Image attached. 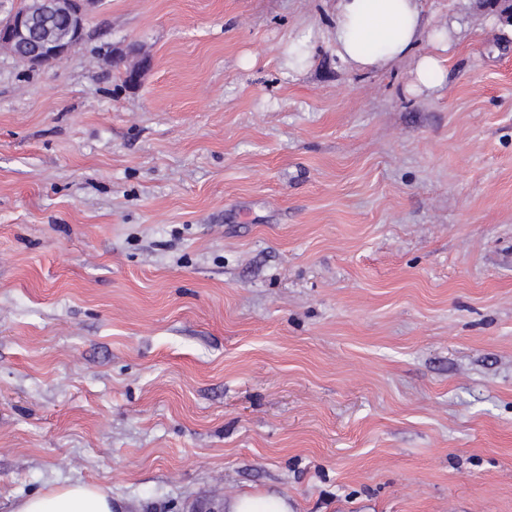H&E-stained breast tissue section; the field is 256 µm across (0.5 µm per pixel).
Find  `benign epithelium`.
Segmentation results:
<instances>
[{"instance_id": "1", "label": "benign epithelium", "mask_w": 512, "mask_h": 512, "mask_svg": "<svg viewBox=\"0 0 512 512\" xmlns=\"http://www.w3.org/2000/svg\"><path fill=\"white\" fill-rule=\"evenodd\" d=\"M97 0H28L0 23V48L32 67L51 64L85 37Z\"/></svg>"}]
</instances>
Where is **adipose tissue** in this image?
I'll return each instance as SVG.
<instances>
[{
    "instance_id": "1",
    "label": "adipose tissue",
    "mask_w": 512,
    "mask_h": 512,
    "mask_svg": "<svg viewBox=\"0 0 512 512\" xmlns=\"http://www.w3.org/2000/svg\"><path fill=\"white\" fill-rule=\"evenodd\" d=\"M424 14V0H336L331 28L336 56L359 72L385 70L406 60L414 90H438L445 82L447 53L458 27L426 32ZM425 37L433 48L423 53L418 46ZM11 512H116V507L109 489L74 482L20 498Z\"/></svg>"
}]
</instances>
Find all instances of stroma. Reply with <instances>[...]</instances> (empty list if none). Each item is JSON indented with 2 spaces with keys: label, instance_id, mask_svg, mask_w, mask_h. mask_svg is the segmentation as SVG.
I'll use <instances>...</instances> for the list:
<instances>
[{
  "label": "stroma",
  "instance_id": "1",
  "mask_svg": "<svg viewBox=\"0 0 512 512\" xmlns=\"http://www.w3.org/2000/svg\"><path fill=\"white\" fill-rule=\"evenodd\" d=\"M425 9L420 94L339 62L335 0H98L57 62L0 51V512H512V24ZM10 512H119L112 492L81 482L52 485L44 492L16 500ZM225 512H293L287 497L277 494H241L224 501Z\"/></svg>",
  "mask_w": 512,
  "mask_h": 512
}]
</instances>
